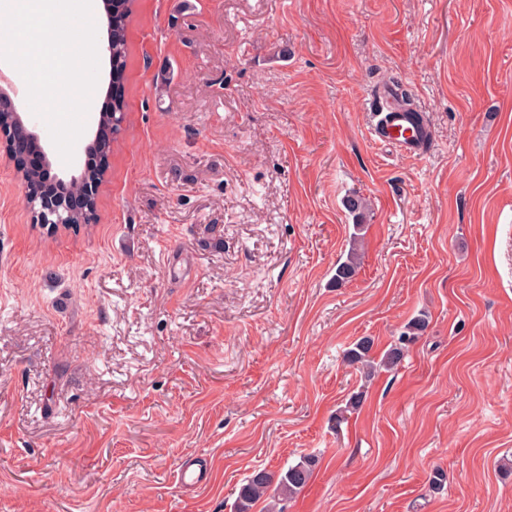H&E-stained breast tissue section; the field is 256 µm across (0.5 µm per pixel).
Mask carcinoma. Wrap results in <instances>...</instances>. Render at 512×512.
Segmentation results:
<instances>
[{"mask_svg":"<svg viewBox=\"0 0 512 512\" xmlns=\"http://www.w3.org/2000/svg\"><path fill=\"white\" fill-rule=\"evenodd\" d=\"M132 2L133 0H112V88L114 94L112 111L114 112L127 111L124 94L120 91V82L127 57V20L132 13ZM345 207L354 215L356 223L354 224L355 233L351 239L352 248L346 259L336 265L335 280L338 286L349 281L356 274L359 260L358 236L363 229L368 213V204L361 197L347 199ZM425 329V319L420 317L411 319L405 325V330L398 337L397 342L384 353L379 366L391 369L398 365L404 357V351L420 338ZM372 348L373 342L370 339H361L347 352L348 362L365 367L369 373L374 371L376 366L370 357ZM315 465L316 459L309 457L277 475L265 470L254 472L239 488L236 502L237 512H250L253 505L264 497L270 496L273 501L277 502L296 495L309 481Z\"/></svg>","mask_w":512,"mask_h":512,"instance_id":"cac0c4a2","label":"carcinoma"}]
</instances>
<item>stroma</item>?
<instances>
[{
  "label": "stroma",
  "instance_id": "1",
  "mask_svg": "<svg viewBox=\"0 0 512 512\" xmlns=\"http://www.w3.org/2000/svg\"><path fill=\"white\" fill-rule=\"evenodd\" d=\"M127 41L93 223L34 224L0 158V512H236L306 455L286 512H512V0H135ZM385 85L420 155L376 139ZM345 207L356 218V223L353 224L355 233L351 239L352 248L349 250L346 259L336 265V286L344 284L356 274V270L359 264L358 260L360 259L356 246L359 239L358 236L360 235V231L363 229V224L369 209L368 204L361 197H353L347 199ZM425 329V319L420 317L412 318L405 325V330L398 337L397 342L384 353L378 366L385 369L397 366L404 357V351L420 338ZM373 348L371 339L363 338L358 341L352 349L347 352V360L350 364H361L366 367L368 374H371L377 366H374V361L371 360L370 352ZM315 465L316 459L309 457L277 475L265 470L255 471L239 488L237 512H250L253 505L264 497L273 498L271 511H276L277 501L293 497L307 484ZM272 490L274 494L271 496Z\"/></svg>",
  "mask_w": 512,
  "mask_h": 512
}]
</instances>
